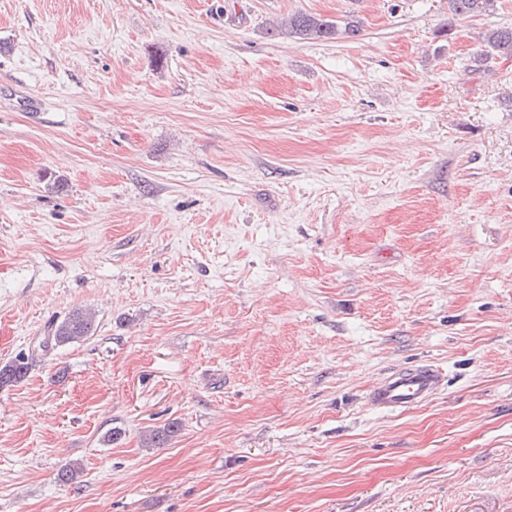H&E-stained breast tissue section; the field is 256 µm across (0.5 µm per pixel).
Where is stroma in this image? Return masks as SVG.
<instances>
[{
	"label": "stroma",
	"instance_id": "35a3bbf8",
	"mask_svg": "<svg viewBox=\"0 0 512 512\" xmlns=\"http://www.w3.org/2000/svg\"><path fill=\"white\" fill-rule=\"evenodd\" d=\"M298 12L358 34H276ZM502 26L512 0H0V364L35 356L0 512H512ZM428 364L429 401L369 404ZM495 0H448V10L453 17L471 18L489 12ZM487 52L494 55L512 58V26L492 29L485 34ZM95 331V313L91 310L77 309L50 326L48 336L44 337L40 348L46 351L49 347L57 348L78 343L93 336Z\"/></svg>",
	"mask_w": 512,
	"mask_h": 512
}]
</instances>
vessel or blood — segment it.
<instances>
[{"instance_id":"obj_1","label":"vessel or blood","mask_w":512,"mask_h":512,"mask_svg":"<svg viewBox=\"0 0 512 512\" xmlns=\"http://www.w3.org/2000/svg\"><path fill=\"white\" fill-rule=\"evenodd\" d=\"M441 383V371L431 366L399 370L378 383L368 399L385 410L407 408L430 399Z\"/></svg>"}]
</instances>
